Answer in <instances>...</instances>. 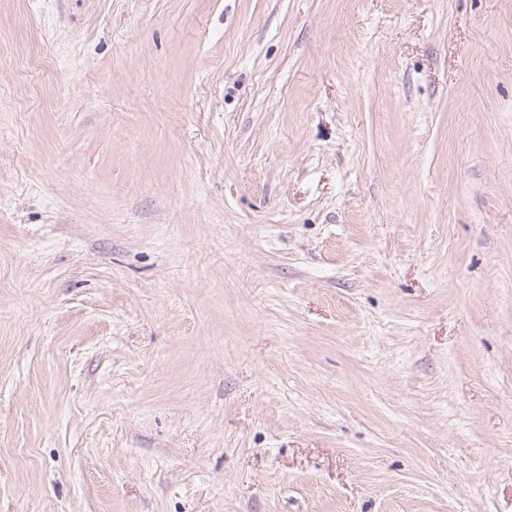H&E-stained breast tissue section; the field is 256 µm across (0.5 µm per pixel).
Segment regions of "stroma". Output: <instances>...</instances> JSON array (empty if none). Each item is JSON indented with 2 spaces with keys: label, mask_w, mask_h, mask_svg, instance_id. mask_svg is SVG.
<instances>
[{
  "label": "stroma",
  "mask_w": 512,
  "mask_h": 512,
  "mask_svg": "<svg viewBox=\"0 0 512 512\" xmlns=\"http://www.w3.org/2000/svg\"><path fill=\"white\" fill-rule=\"evenodd\" d=\"M0 512H512V0H0Z\"/></svg>",
  "instance_id": "35a3bbf8"
}]
</instances>
